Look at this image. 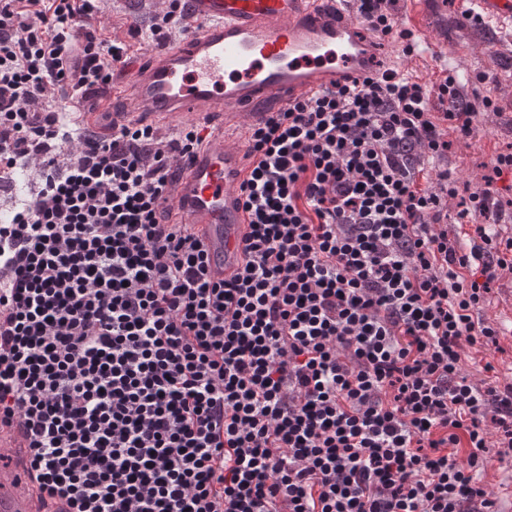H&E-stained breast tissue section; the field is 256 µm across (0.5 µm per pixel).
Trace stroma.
<instances>
[{"label":"stroma","mask_w":512,"mask_h":512,"mask_svg":"<svg viewBox=\"0 0 512 512\" xmlns=\"http://www.w3.org/2000/svg\"><path fill=\"white\" fill-rule=\"evenodd\" d=\"M167 0H100L91 24L103 37L120 39L130 55L146 56L150 41L130 33L132 18L148 19L165 10ZM475 0H426L419 13L424 31L413 55L401 58L399 68L408 76L433 83L445 71L459 73L466 94H491L496 109L475 117L468 135L449 132L450 147L440 160L448 169L460 195L482 192L491 162L497 154L512 151V21L491 20L478 25L466 14ZM489 75L490 84L478 83ZM479 318L500 330L497 347H465L461 364L463 375L475 382L498 385L512 382V273H503L492 286L477 311ZM488 462L481 472L482 482L504 502H512V453L500 454L497 434H490Z\"/></svg>","instance_id":"obj_1"}]
</instances>
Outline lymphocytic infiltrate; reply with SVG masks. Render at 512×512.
Returning a JSON list of instances; mask_svg holds the SVG:
<instances>
[{"label": "lymphocytic infiltrate", "instance_id": "lymphocytic-infiltrate-1", "mask_svg": "<svg viewBox=\"0 0 512 512\" xmlns=\"http://www.w3.org/2000/svg\"><path fill=\"white\" fill-rule=\"evenodd\" d=\"M397 36L390 0H355ZM98 0H0V191L38 182L0 225V429L39 499L67 512H504L479 480L483 418L512 450V383L461 374L474 318L512 272L493 190L467 247L445 225L459 191L434 172L445 128L479 109L454 75L353 81L246 133L241 260L209 272L170 221L175 164L199 128L95 132L72 106L129 65L96 35ZM167 47L180 0L133 23ZM446 103L442 112L433 102Z\"/></svg>", "mask_w": 512, "mask_h": 512}]
</instances>
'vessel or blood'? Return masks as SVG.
Segmentation results:
<instances>
[{
	"mask_svg": "<svg viewBox=\"0 0 512 512\" xmlns=\"http://www.w3.org/2000/svg\"><path fill=\"white\" fill-rule=\"evenodd\" d=\"M188 11L197 30L133 67L134 107L112 120L210 129L179 167L171 207L175 223L201 233L220 279L239 256L244 222L237 199L247 161L244 149L225 144L229 130L300 96L379 76L388 54L351 0H188ZM0 512H47L11 445L0 448Z\"/></svg>",
	"mask_w": 512,
	"mask_h": 512,
	"instance_id": "obj_1",
	"label": "vessel or blood"
}]
</instances>
